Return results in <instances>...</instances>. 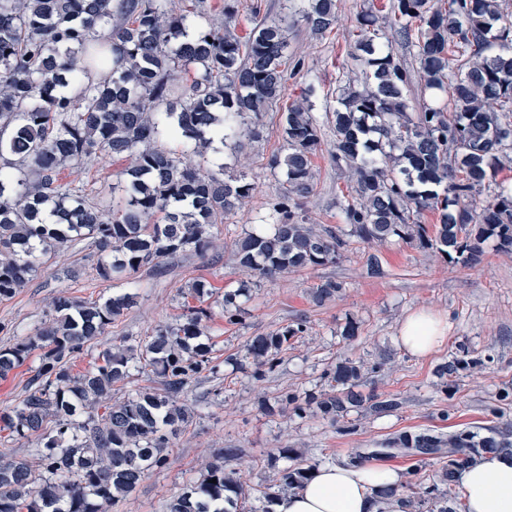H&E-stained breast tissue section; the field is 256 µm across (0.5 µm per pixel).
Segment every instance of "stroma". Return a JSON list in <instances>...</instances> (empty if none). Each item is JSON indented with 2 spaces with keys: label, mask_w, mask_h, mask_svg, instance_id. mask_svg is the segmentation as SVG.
<instances>
[{
  "label": "stroma",
  "mask_w": 512,
  "mask_h": 512,
  "mask_svg": "<svg viewBox=\"0 0 512 512\" xmlns=\"http://www.w3.org/2000/svg\"><path fill=\"white\" fill-rule=\"evenodd\" d=\"M390 0H337L338 22L325 37L311 34L295 22L288 54L298 61L281 100L300 101L307 87H315L314 112L320 120V144L314 158V190L302 199L300 211L307 223L338 224L337 200L345 193L347 174L330 158L336 92L340 82H360L365 67L353 56L350 32L361 9L389 5ZM393 49L409 77L407 97L411 111L443 106L447 95L426 89L412 49L394 43ZM263 137L238 153L223 145L208 152L211 169H223L225 178L246 177L256 190L252 198L220 226L216 248L205 255L187 251L163 260V274L143 269L131 281H104L96 275L98 253L90 240L68 244L48 259L42 271L15 297L0 301V349L12 346L18 335L50 318V304L61 294L94 301L130 292L136 299L112 323L107 337H126L135 346L162 326L178 323L185 311L183 293L198 278L207 279L213 294L206 303L214 316L207 327L212 355L219 374L201 371L186 386L182 397L192 410L186 424L171 439L169 462L148 475L110 512H162L164 503L198 480L201 470L218 448L238 449L226 462L247 492L245 512L258 507L260 489L275 479L284 465L279 449L291 448L309 461L330 466L346 461L352 453L367 452L395 433L432 429L448 433L487 426V409L502 391L512 392V253L484 246L482 262L475 267L447 262L434 249L393 240L377 247L383 276L366 272L369 248L349 238L336 262L288 274L274 280L248 277L234 264L230 245L253 224L259 223L277 203L280 172L271 171L268 157L283 150L285 142L275 113L264 114ZM127 161L108 157L93 169L66 170L64 181L83 182L95 202L122 203ZM249 281L252 298L238 323H227L221 314L225 290ZM326 280L342 283L337 298L316 304L314 287ZM429 310L448 318L445 342L428 357L417 358L400 348L396 336L406 317L415 310ZM306 320L305 334L292 338L277 357L273 369L255 376L243 356L250 337ZM359 326L357 340L342 337L347 321ZM466 345L471 357L484 359L481 368L461 371L452 385H445L434 370ZM390 361L372 377L377 393L396 398V410L378 415L352 411L353 429L340 432L337 425L313 418H298L285 410L281 398L288 393H320L326 388L324 371L344 358L373 363L381 355ZM390 466L400 469L413 505L408 512H432L427 492L442 467L440 460L394 457Z\"/></svg>",
  "instance_id": "35a3bbf8"
}]
</instances>
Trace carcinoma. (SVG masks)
I'll return each instance as SVG.
<instances>
[{
  "instance_id": "carcinoma-1",
  "label": "carcinoma",
  "mask_w": 512,
  "mask_h": 512,
  "mask_svg": "<svg viewBox=\"0 0 512 512\" xmlns=\"http://www.w3.org/2000/svg\"><path fill=\"white\" fill-rule=\"evenodd\" d=\"M308 28L322 37L336 27V0H300ZM391 28L415 49L431 89L448 93V109L408 112V76L392 41L371 10L356 15V50L369 69L361 89L343 86L334 111L336 167L348 172L350 197L342 223H305L296 209L313 191V158L320 141L308 87L279 116L287 149L268 167L284 175L280 201L267 223L234 240L236 266L274 278L336 261L348 234L367 245L393 238L445 255L450 264L475 266L493 240L512 252V187L496 185L477 207L475 196L512 153V11L500 0H392ZM238 6L224 0L216 17L195 0L179 13L171 0H0V299H9L38 273L44 258L81 238L93 240L104 280L131 276L187 250L215 247L214 230L250 198L254 185L225 180L192 163L205 159L214 140L262 137L260 118L277 106L288 79V26L255 13L247 36L234 33ZM109 69L97 79L92 71ZM182 139L179 151L158 146L164 134ZM102 156L126 158L122 205L105 211L80 184L61 183L68 167ZM439 212L432 226L412 221ZM328 280L313 297L340 293ZM249 282L224 291V318L239 320V299ZM134 304V295L78 302L58 296L51 319L0 350L4 379L30 357L39 365L24 397L0 413V426L39 439L37 462L0 458V512H108L153 470L165 467L170 436L188 421L179 397L207 368L215 373L203 338L208 307H191L182 322L161 327L139 349L112 343L89 368L73 372L74 357L96 345L109 325ZM307 331L301 320L252 337L245 359L273 368L288 341ZM453 358L437 367L450 379L468 363ZM369 367L344 359L325 372L328 390L295 393L285 405L303 418L337 423L352 410L383 414L399 403L363 391ZM153 372L158 387H140L120 403L112 391ZM481 436L462 429L403 431L372 454L355 453L347 466L376 457L441 455L442 481L486 453L512 448L486 427ZM222 448L188 491L167 500L165 512H229L225 492L240 489ZM285 465L263 487L260 512H273L282 495L301 489L317 464L279 451ZM216 482H211V479Z\"/></svg>"
}]
</instances>
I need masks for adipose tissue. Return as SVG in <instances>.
Wrapping results in <instances>:
<instances>
[{"label": "adipose tissue", "mask_w": 512, "mask_h": 512, "mask_svg": "<svg viewBox=\"0 0 512 512\" xmlns=\"http://www.w3.org/2000/svg\"><path fill=\"white\" fill-rule=\"evenodd\" d=\"M448 333L447 317L428 311L410 313L398 335L402 349L422 357L441 345ZM455 481L465 512H512V455L490 453L459 469ZM399 470L383 464L326 466L297 493L281 497L274 512H377L379 492L400 486Z\"/></svg>", "instance_id": "obj_1"}]
</instances>
